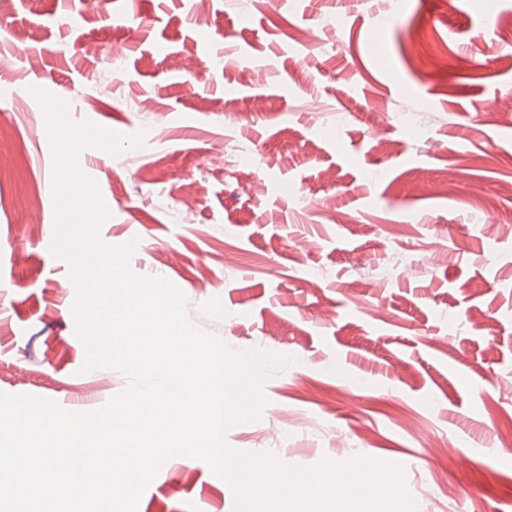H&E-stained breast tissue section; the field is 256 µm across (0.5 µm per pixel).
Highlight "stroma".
<instances>
[{
  "label": "stroma",
  "mask_w": 512,
  "mask_h": 512,
  "mask_svg": "<svg viewBox=\"0 0 512 512\" xmlns=\"http://www.w3.org/2000/svg\"><path fill=\"white\" fill-rule=\"evenodd\" d=\"M377 3L211 0L199 25L192 0L0 13V392L89 412L127 385L83 371L70 266L45 246L38 87L145 134L82 169L111 203L101 241L134 244L131 271L232 349L295 357L231 447L395 463L418 512H512V0ZM233 501L187 457L138 512Z\"/></svg>",
  "instance_id": "35a3bbf8"
}]
</instances>
